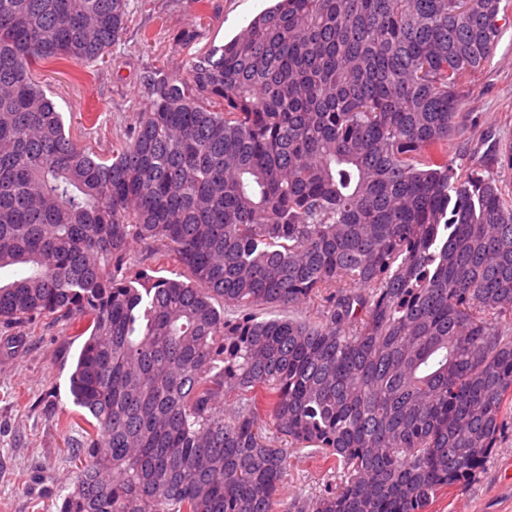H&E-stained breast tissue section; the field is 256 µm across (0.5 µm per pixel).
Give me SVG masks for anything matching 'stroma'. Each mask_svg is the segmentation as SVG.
Returning <instances> with one entry per match:
<instances>
[{
    "instance_id": "35a3bbf8",
    "label": "stroma",
    "mask_w": 512,
    "mask_h": 512,
    "mask_svg": "<svg viewBox=\"0 0 512 512\" xmlns=\"http://www.w3.org/2000/svg\"><path fill=\"white\" fill-rule=\"evenodd\" d=\"M270 0H212L197 17L194 0H128L120 40L103 59L87 64L86 79L71 68L41 67L34 78L61 112L65 133L91 153L109 156L125 140L142 107L141 77L166 66L183 74L188 60L223 45ZM500 37L488 62L463 80L460 107L464 129L448 145V162L457 172L474 168L489 144L512 141V0H501ZM196 28L190 44L177 42L184 29ZM124 270L175 278L186 270L131 242ZM82 326L44 317L18 327H0L14 348L0 347V512H58L75 476L71 451L82 439L78 409L69 392L74 359L83 343ZM504 427L475 476L441 492L428 512H512V401ZM340 470L323 465L315 448L292 451L285 490L312 497L334 487Z\"/></svg>"
}]
</instances>
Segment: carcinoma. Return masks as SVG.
I'll return each instance as SVG.
<instances>
[{"mask_svg": "<svg viewBox=\"0 0 512 512\" xmlns=\"http://www.w3.org/2000/svg\"><path fill=\"white\" fill-rule=\"evenodd\" d=\"M126 8L0 0V326L86 322L59 512H275L264 416L342 467L283 512H427L512 398V191L448 165L500 0H277L184 75L146 70L104 159L33 71L98 60ZM491 154L512 170V142ZM133 239L190 277L120 275Z\"/></svg>", "mask_w": 512, "mask_h": 512, "instance_id": "1", "label": "carcinoma"}]
</instances>
